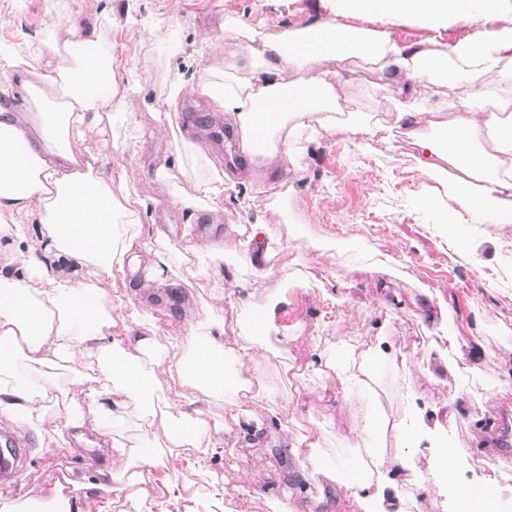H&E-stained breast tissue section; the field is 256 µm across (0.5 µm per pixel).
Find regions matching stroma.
Masks as SVG:
<instances>
[{
  "instance_id": "obj_1",
  "label": "stroma",
  "mask_w": 512,
  "mask_h": 512,
  "mask_svg": "<svg viewBox=\"0 0 512 512\" xmlns=\"http://www.w3.org/2000/svg\"><path fill=\"white\" fill-rule=\"evenodd\" d=\"M98 9L96 0H0V51L25 50L37 34L47 42L66 38V23L84 24ZM336 9L335 0H113L115 76L127 83L128 92L122 113L91 132L85 146L104 155L102 174L132 172L137 193L154 200L156 222L169 226V241L185 255L171 298L159 303L167 312L165 332L181 337L189 323L220 318L225 345L239 347L236 321L244 307L260 293L284 292L278 325L288 348L255 373L275 405L287 406L291 432L318 442L342 463L357 449L343 441L341 429L372 421V446L390 460L400 444L405 411L416 405L428 421L442 424L449 443L462 448L458 480L494 482L498 512H512V459L486 444L491 415L512 410V395L501 397L495 388L502 372L512 371V287H497L492 279L512 272V224H441L436 210L420 204L423 176L415 150L402 136L371 152L344 135L322 133L301 141L295 159L272 167V181L234 180L224 213L199 218L200 224L221 228L228 260L217 269L205 253L193 250L194 239L185 233L187 216L169 193L174 183L192 189L203 174L189 159L177 157L175 139L187 138L219 166L231 158L228 139L215 148L206 136L219 111L211 101L188 94L174 110L155 109L174 76L190 78L200 63L223 64L222 51L199 53L201 37L222 42L228 15L277 31L332 17ZM474 29L462 19L434 33L415 19L392 27L407 43L433 34L449 45ZM345 75L353 81L359 110L392 122L396 106L375 90L377 71L354 60ZM187 108L199 121L198 134L189 137L181 128ZM128 112L138 122L132 141L126 137ZM274 181L293 186L295 209L317 245L291 238L268 208ZM365 210L388 225L386 235L368 236L359 222ZM249 224L268 225L282 245L270 262L245 268L235 258L246 251L240 230ZM460 239L466 240V251L457 249ZM293 271L316 279V287L286 286L283 277ZM473 271L477 279L463 287L461 276ZM438 301L448 305L449 327L432 318ZM458 346L465 356L462 376L441 370L430 379L416 370L426 356ZM483 347L494 351V358L482 360ZM337 350L368 359L373 373L368 395H337L336 373L313 372L318 352ZM405 359L413 363L412 372L402 369ZM178 406L190 415L207 409L224 423L222 450L178 465L182 492L171 491L162 469L152 475L144 496L99 489L97 464L106 459L107 448L72 447L73 432L58 416L43 431L27 430V468L12 494L48 498L61 488L81 512H272L273 499L293 491L300 460L279 435L268 431L253 440L250 427L236 424L232 406L198 393L187 394Z\"/></svg>"
}]
</instances>
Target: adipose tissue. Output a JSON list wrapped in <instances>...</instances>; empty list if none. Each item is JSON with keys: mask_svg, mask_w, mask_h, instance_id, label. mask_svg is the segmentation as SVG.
I'll return each mask as SVG.
<instances>
[{"mask_svg": "<svg viewBox=\"0 0 512 512\" xmlns=\"http://www.w3.org/2000/svg\"><path fill=\"white\" fill-rule=\"evenodd\" d=\"M346 15L383 19L380 30L336 19L270 35L235 16L224 22V68L204 66L190 80L171 84L156 105L169 111L187 93L206 98L237 124L241 148L257 165L289 155L300 133L342 128L358 144L389 142L385 126L366 118L337 121L350 94L341 68L362 58L381 77L404 76L397 119L429 179L421 201L442 207L448 225L512 224V0H339ZM429 29L458 18L477 30L451 45L428 38L398 40L392 24L405 18ZM53 41L49 52L0 55V79L13 87L0 108V421L36 429L49 413H64L80 428L93 417L101 446L110 448L109 478L116 490L143 492L154 470L169 468L168 449L215 451L222 422L204 412L174 408L158 375L209 398L250 401L244 358L274 354L278 296L267 297L257 318L241 328V351L225 348L223 320L190 326L186 339L166 335L157 316L115 307L117 281L143 273L154 288H168L178 272V248L151 234L154 204L135 191L132 177L102 178L87 136L126 95L112 64L114 51L97 21ZM104 91H96L97 79ZM270 120V136L254 147L253 131ZM192 192H176L183 210H224V171L206 163ZM90 268L75 280L67 265ZM137 333H130V326ZM307 448L300 486L343 483L361 512H406V501L386 470L364 480L343 479L318 443ZM461 454L441 445L434 472L456 502L494 512V496L477 497V484L458 482Z\"/></svg>", "mask_w": 512, "mask_h": 512, "instance_id": "adipose-tissue-1", "label": "adipose tissue"}]
</instances>
